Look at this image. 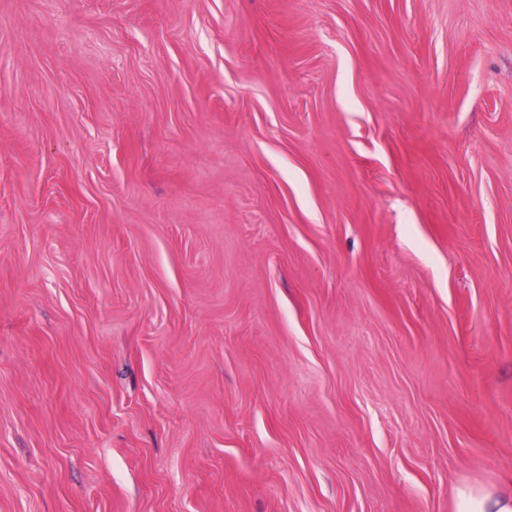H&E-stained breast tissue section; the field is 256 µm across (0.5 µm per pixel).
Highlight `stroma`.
<instances>
[{"mask_svg":"<svg viewBox=\"0 0 512 512\" xmlns=\"http://www.w3.org/2000/svg\"><path fill=\"white\" fill-rule=\"evenodd\" d=\"M508 482L512 0H0V512Z\"/></svg>","mask_w":512,"mask_h":512,"instance_id":"stroma-1","label":"stroma"}]
</instances>
